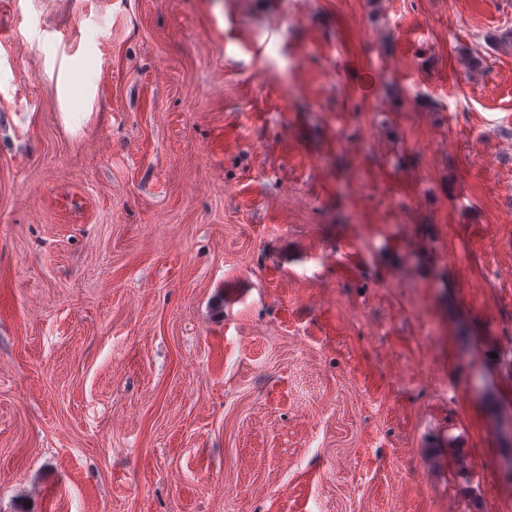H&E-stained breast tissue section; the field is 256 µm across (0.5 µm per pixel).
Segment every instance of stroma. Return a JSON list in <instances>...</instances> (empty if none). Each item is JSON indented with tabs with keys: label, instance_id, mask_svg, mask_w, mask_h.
Masks as SVG:
<instances>
[{
	"label": "stroma",
	"instance_id": "35a3bbf8",
	"mask_svg": "<svg viewBox=\"0 0 512 512\" xmlns=\"http://www.w3.org/2000/svg\"><path fill=\"white\" fill-rule=\"evenodd\" d=\"M507 29L0 0V512H512Z\"/></svg>",
	"mask_w": 512,
	"mask_h": 512
}]
</instances>
